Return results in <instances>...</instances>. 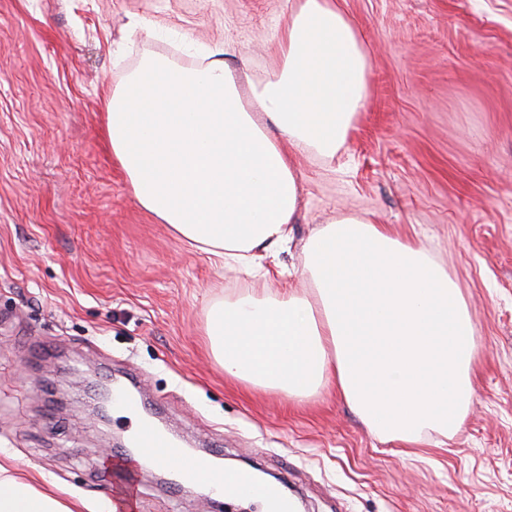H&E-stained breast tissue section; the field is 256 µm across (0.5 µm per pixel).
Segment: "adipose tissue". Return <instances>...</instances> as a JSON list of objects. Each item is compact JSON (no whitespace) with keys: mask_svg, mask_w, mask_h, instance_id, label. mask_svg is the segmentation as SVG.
Here are the masks:
<instances>
[{"mask_svg":"<svg viewBox=\"0 0 512 512\" xmlns=\"http://www.w3.org/2000/svg\"><path fill=\"white\" fill-rule=\"evenodd\" d=\"M277 64L240 87L145 58L112 87L106 134L139 204L224 266L269 276L297 219V156L335 157L369 96L370 59L341 0H293ZM313 287L213 304L225 378L304 399L334 386L380 437L416 448L461 425L479 350L459 286L420 246L341 217L304 244ZM0 512H71L0 464Z\"/></svg>","mask_w":512,"mask_h":512,"instance_id":"adipose-tissue-1","label":"adipose tissue"}]
</instances>
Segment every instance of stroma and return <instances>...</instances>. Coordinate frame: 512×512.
Here are the masks:
<instances>
[{"label":"stroma","instance_id":"35a3bbf8","mask_svg":"<svg viewBox=\"0 0 512 512\" xmlns=\"http://www.w3.org/2000/svg\"><path fill=\"white\" fill-rule=\"evenodd\" d=\"M291 0H0V464L72 512L112 501L101 464L132 423L96 414L136 375L148 415L217 463L272 473L303 512H512V0H343L369 97L331 160L298 158V218L265 279L216 267L142 208L105 135L148 56L230 44L250 79ZM342 215L423 247L474 317L475 394L447 444L374 436L325 388L228 381L210 306L306 288L305 241ZM138 471L137 512H248Z\"/></svg>","mask_w":512,"mask_h":512}]
</instances>
